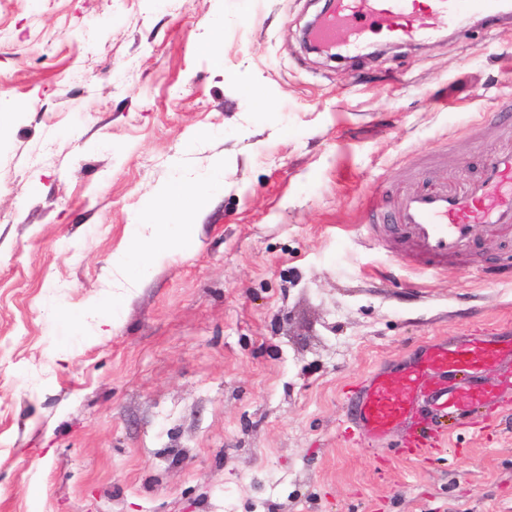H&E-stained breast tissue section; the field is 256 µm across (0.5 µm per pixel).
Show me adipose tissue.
I'll return each instance as SVG.
<instances>
[{
	"label": "adipose tissue",
	"instance_id": "1",
	"mask_svg": "<svg viewBox=\"0 0 512 512\" xmlns=\"http://www.w3.org/2000/svg\"><path fill=\"white\" fill-rule=\"evenodd\" d=\"M209 204V193L189 182L173 181L161 187L157 198L140 215L139 226L132 229L126 248L114 256V266L134 281L153 259L186 253L196 234L189 217L205 211ZM158 212L176 218L174 232H167L165 225L154 223Z\"/></svg>",
	"mask_w": 512,
	"mask_h": 512
}]
</instances>
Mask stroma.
<instances>
[{
	"instance_id": "stroma-1",
	"label": "stroma",
	"mask_w": 512,
	"mask_h": 512,
	"mask_svg": "<svg viewBox=\"0 0 512 512\" xmlns=\"http://www.w3.org/2000/svg\"><path fill=\"white\" fill-rule=\"evenodd\" d=\"M324 5L0 0V512H512L500 368L423 456L350 404L433 341L512 336V281L421 275L363 227L374 185L512 146V15L330 61L303 43ZM175 179L212 192L197 238L128 283L112 258Z\"/></svg>"
}]
</instances>
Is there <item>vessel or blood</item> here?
I'll use <instances>...</instances> for the list:
<instances>
[{"mask_svg":"<svg viewBox=\"0 0 512 512\" xmlns=\"http://www.w3.org/2000/svg\"><path fill=\"white\" fill-rule=\"evenodd\" d=\"M512 0H336L335 13L313 32L316 40L333 43L364 27L383 26L395 37L414 40L430 35L436 25L472 12L498 18ZM366 229L387 236L400 258L429 275L460 261L480 234L494 233L512 241V150L483 159L477 178L455 189L425 185L383 204L380 191L368 198ZM512 373V343L491 339L433 345L423 362L393 377L378 376L359 395L354 419L360 433L379 441L399 423L412 421L425 408L439 415H460L493 399L476 377L490 363Z\"/></svg>","mask_w":512,"mask_h":512,"instance_id":"1","label":"vessel or blood"}]
</instances>
